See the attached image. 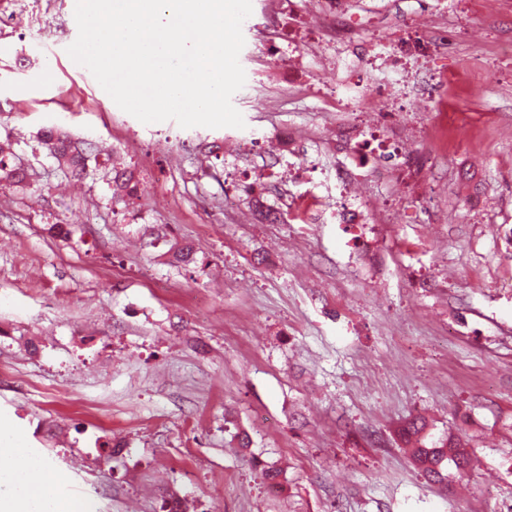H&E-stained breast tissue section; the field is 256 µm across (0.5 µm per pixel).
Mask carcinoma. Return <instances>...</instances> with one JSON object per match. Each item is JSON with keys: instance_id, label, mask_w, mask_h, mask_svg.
<instances>
[{"instance_id": "1", "label": "carcinoma", "mask_w": 512, "mask_h": 512, "mask_svg": "<svg viewBox=\"0 0 512 512\" xmlns=\"http://www.w3.org/2000/svg\"><path fill=\"white\" fill-rule=\"evenodd\" d=\"M37 139L54 158L58 166L80 177L86 172L87 156L83 150L61 130L51 127L42 130ZM27 172L14 163V153L10 138L0 140V183L20 186L27 182ZM136 193L134 171L112 169V197L118 200L131 198ZM172 262L188 265L194 261V248L191 244L175 243L171 246ZM426 420L418 417L399 430L401 440L409 447L411 460L423 476L430 482H443L448 479V466L461 469V464H470V457L464 451L459 439L448 436L432 445L425 443Z\"/></svg>"}]
</instances>
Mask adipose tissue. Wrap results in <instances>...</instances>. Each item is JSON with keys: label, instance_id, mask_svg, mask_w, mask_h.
Returning <instances> with one entry per match:
<instances>
[{"label": "adipose tissue", "instance_id": "obj_1", "mask_svg": "<svg viewBox=\"0 0 512 512\" xmlns=\"http://www.w3.org/2000/svg\"><path fill=\"white\" fill-rule=\"evenodd\" d=\"M64 480L18 431L0 426V512H90L89 501L57 494Z\"/></svg>", "mask_w": 512, "mask_h": 512}]
</instances>
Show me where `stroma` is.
I'll return each mask as SVG.
<instances>
[{"label": "stroma", "instance_id": "obj_1", "mask_svg": "<svg viewBox=\"0 0 512 512\" xmlns=\"http://www.w3.org/2000/svg\"><path fill=\"white\" fill-rule=\"evenodd\" d=\"M423 2L364 0L340 26L424 40ZM445 2L448 49L417 79L460 73V111L512 123V0ZM285 26L318 35L301 7L274 19L252 0L232 97L245 128H183L140 122L72 60V0H0V137L29 174L0 187V423L96 512L172 498L189 512H499L512 501V136L476 126L433 155L413 133L424 103L378 100L412 155L381 175L361 113H337L341 140L320 125L355 75L303 55L306 84L289 90L271 62ZM51 126L90 144L87 178L38 148ZM286 126L306 138L293 166L271 150ZM233 137L245 146L211 157ZM116 163L139 178L127 202L112 198ZM255 171L280 223H256L244 200L224 211ZM350 179L396 224L304 222L313 200L347 205ZM177 242L194 263L171 264ZM417 416L427 440H463L467 473L421 476L396 435Z\"/></svg>", "mask_w": 512, "mask_h": 512}]
</instances>
